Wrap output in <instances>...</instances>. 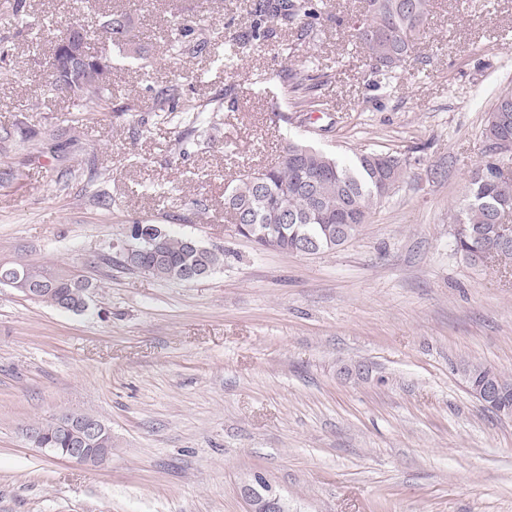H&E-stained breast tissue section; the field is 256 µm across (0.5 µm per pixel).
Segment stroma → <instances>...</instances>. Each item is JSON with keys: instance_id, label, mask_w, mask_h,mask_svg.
<instances>
[{"instance_id": "obj_1", "label": "stroma", "mask_w": 512, "mask_h": 512, "mask_svg": "<svg viewBox=\"0 0 512 512\" xmlns=\"http://www.w3.org/2000/svg\"><path fill=\"white\" fill-rule=\"evenodd\" d=\"M253 2L26 0L111 57L106 115L44 93L50 35L0 21V262L94 284L81 314L0 285V512H248L242 488L258 476L294 512H512V421L463 377L483 364L512 378V281L464 260L453 221L488 153L487 114L512 90V0H431L387 80L345 28L367 0H317L315 39L278 27L266 41L243 37ZM112 11L151 68L97 37ZM178 17L208 20L204 51L168 56ZM300 66L320 76L307 114L281 92ZM169 80L218 111L167 123L153 97ZM288 139L410 166L336 251L259 250L231 231L224 193ZM137 219L223 249V267L193 283L126 269L116 245ZM67 411L111 427L106 464L27 440Z\"/></svg>"}]
</instances>
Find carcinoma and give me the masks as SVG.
<instances>
[{"label": "carcinoma", "instance_id": "carcinoma-1", "mask_svg": "<svg viewBox=\"0 0 512 512\" xmlns=\"http://www.w3.org/2000/svg\"><path fill=\"white\" fill-rule=\"evenodd\" d=\"M366 19L349 25L351 39L368 48L371 71L392 76L406 64L429 12L430 0H369ZM4 18L15 28L35 36L45 32V25L31 19L25 0H5ZM321 14L314 0H255L254 21L250 29L253 40L269 38L265 21L275 20L282 27L297 25L300 36L315 38ZM209 28L196 21H178L169 33L170 56L201 51L208 44ZM99 36L125 58L136 60L141 68L152 66L146 46L141 43L125 13L102 16ZM112 64L89 62L73 94L92 102L96 112L112 111V87L108 74ZM316 76L308 69H287L282 81L284 95L298 100L312 112L315 100L311 91ZM178 85L165 86L154 95L158 112L202 113L200 106L187 101L178 106ZM488 142L487 159L475 164L467 176V192L455 206V223L462 225L456 234L457 251L474 267L495 261V267L512 273V241L504 238L496 223L499 212L512 210V175L503 173L501 156L493 142L512 140V90L501 94L483 129ZM407 160L398 154L382 151L361 152L342 159L313 146L287 140L275 164L258 171L246 170L235 180L224 197V207L241 215L240 236L262 250L285 253L302 251L306 255L331 252L353 238L368 223L372 210L390 196L404 179ZM260 176H255V173ZM161 229L159 245L144 251L136 234L132 244L139 254L120 255V263L152 277L183 281L188 272H214L224 265V252L206 247L199 241L177 235L153 220L135 221L131 228ZM30 283L39 289L31 299L48 306L81 313L88 309L89 282L64 268L27 261L0 264V276ZM492 368L471 364L464 368L468 386L480 382ZM42 448H68L74 431L63 427L57 417L36 423L30 428Z\"/></svg>", "mask_w": 512, "mask_h": 512}]
</instances>
